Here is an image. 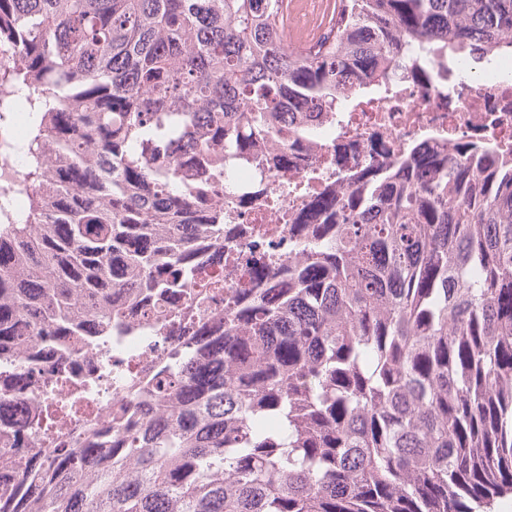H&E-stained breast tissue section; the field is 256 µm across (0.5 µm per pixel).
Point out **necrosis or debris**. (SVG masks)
<instances>
[{"label": "necrosis or debris", "instance_id": "1", "mask_svg": "<svg viewBox=\"0 0 512 512\" xmlns=\"http://www.w3.org/2000/svg\"><path fill=\"white\" fill-rule=\"evenodd\" d=\"M418 66L423 78L397 72L383 93L342 113L337 130H324L323 118L314 117L317 133L301 140L287 164L265 147L240 174H226L224 238L236 243L237 254L216 309L255 285L267 266L263 249L274 247L287 262L289 225L319 200L327 204L326 216H334L333 201L350 178L393 167L418 144L442 150L475 139L512 145V56L450 67L423 59ZM256 224L278 231L267 242L253 232ZM169 310L179 318L171 330L146 320L143 307L127 306L124 317L136 325L135 335L78 342L69 361L39 342L0 361V422L32 426L38 448L66 447L76 424L51 418V410L75 404L83 417L107 419L113 400L127 396L134 380L155 372L179 342L195 338L197 325L182 305Z\"/></svg>", "mask_w": 512, "mask_h": 512}]
</instances>
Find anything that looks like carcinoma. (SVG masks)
<instances>
[{"label":"carcinoma","mask_w":512,"mask_h":512,"mask_svg":"<svg viewBox=\"0 0 512 512\" xmlns=\"http://www.w3.org/2000/svg\"><path fill=\"white\" fill-rule=\"evenodd\" d=\"M287 0H0V356L107 336L127 301L200 341L31 454L0 512H472L512 493V150L420 148L342 190L264 288L232 271L213 169L305 110L337 123L414 52L512 54V0H339L289 48ZM207 179L187 185L184 175ZM0 426V448H26Z\"/></svg>","instance_id":"obj_1"}]
</instances>
